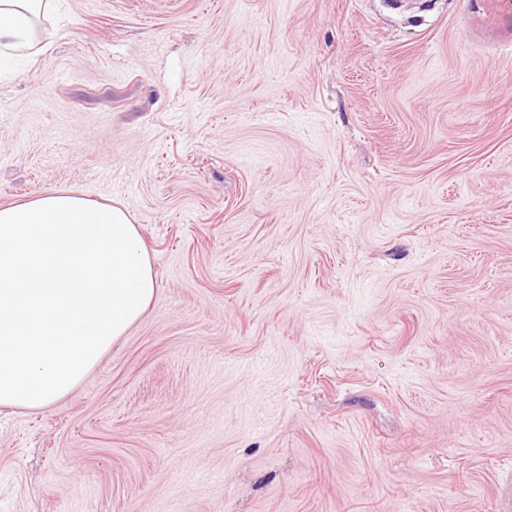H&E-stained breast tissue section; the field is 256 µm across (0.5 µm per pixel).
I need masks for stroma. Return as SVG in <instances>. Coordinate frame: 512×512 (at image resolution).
Here are the masks:
<instances>
[{"mask_svg":"<svg viewBox=\"0 0 512 512\" xmlns=\"http://www.w3.org/2000/svg\"><path fill=\"white\" fill-rule=\"evenodd\" d=\"M0 204L120 205L158 288L0 407V512H512V0H67Z\"/></svg>","mask_w":512,"mask_h":512,"instance_id":"obj_1","label":"stroma"}]
</instances>
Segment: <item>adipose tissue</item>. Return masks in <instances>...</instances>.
I'll return each instance as SVG.
<instances>
[{"instance_id": "adipose-tissue-1", "label": "adipose tissue", "mask_w": 512, "mask_h": 512, "mask_svg": "<svg viewBox=\"0 0 512 512\" xmlns=\"http://www.w3.org/2000/svg\"><path fill=\"white\" fill-rule=\"evenodd\" d=\"M65 0H0V54L31 51ZM157 280L120 207L58 190L0 205V406L70 394L144 313Z\"/></svg>"}]
</instances>
